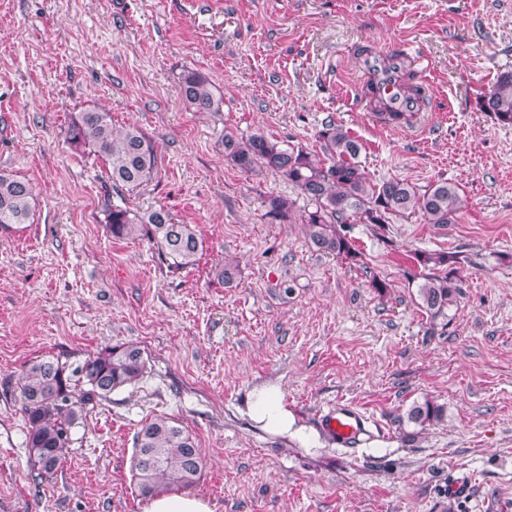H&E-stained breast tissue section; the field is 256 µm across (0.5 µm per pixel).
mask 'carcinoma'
I'll use <instances>...</instances> for the list:
<instances>
[{
  "instance_id": "1",
  "label": "carcinoma",
  "mask_w": 512,
  "mask_h": 512,
  "mask_svg": "<svg viewBox=\"0 0 512 512\" xmlns=\"http://www.w3.org/2000/svg\"><path fill=\"white\" fill-rule=\"evenodd\" d=\"M185 102L197 112H218L223 99L203 74L186 70L180 75ZM480 108L503 126H512V71L500 73ZM323 157L254 134L247 140L224 136V157L243 172L262 167L283 176L314 204V209L294 216L293 202L281 196L265 200L269 218L284 222L297 218L317 251L354 264L361 252L347 235V225L359 221L386 229L396 216L418 214L427 224H452L462 208L458 188L438 181L421 190L404 179L373 182L359 161L362 145L343 126L326 122L319 131ZM68 140L76 148L90 149L108 165L112 189L134 188L154 173V146L135 126L112 128L109 113L80 112L71 121ZM32 187L25 181L0 173V224H24L29 218ZM115 238L145 237L156 245L168 266L183 269L197 261L201 242L189 224L176 223L170 213L155 209L139 215L120 206L107 216ZM415 259L427 273L419 285L420 306L435 320L447 315L460 294L456 257L446 252H419ZM147 372L144 351L135 344L102 349L80 368L84 388L75 391L67 368L59 361L40 359L29 363L21 384V401L28 425L26 446L38 474L52 476L71 443V429L82 418L77 404L109 399L114 391L133 387ZM442 406L429 400L412 404L406 413L419 426L439 423ZM131 471L140 494L147 498L171 487L190 488L204 468L202 451L190 434L164 416L145 422L136 436Z\"/></svg>"
}]
</instances>
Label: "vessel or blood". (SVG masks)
<instances>
[{"label":"vessel or blood","mask_w":512,"mask_h":512,"mask_svg":"<svg viewBox=\"0 0 512 512\" xmlns=\"http://www.w3.org/2000/svg\"><path fill=\"white\" fill-rule=\"evenodd\" d=\"M363 80L357 94L365 111L386 125H408L426 108L430 87L423 59L407 48L373 47L359 56ZM337 442H356L370 426V418L352 405H339L323 418Z\"/></svg>","instance_id":"vessel-or-blood-1"}]
</instances>
